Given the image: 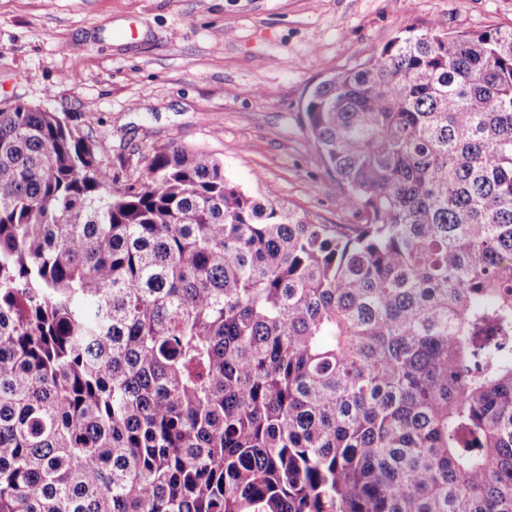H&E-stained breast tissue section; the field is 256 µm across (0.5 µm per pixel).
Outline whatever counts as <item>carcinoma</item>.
Here are the masks:
<instances>
[{"label":"carcinoma","instance_id":"cac0c4a2","mask_svg":"<svg viewBox=\"0 0 512 512\" xmlns=\"http://www.w3.org/2000/svg\"><path fill=\"white\" fill-rule=\"evenodd\" d=\"M355 224L0 107V512H512V30L311 92Z\"/></svg>","mask_w":512,"mask_h":512}]
</instances>
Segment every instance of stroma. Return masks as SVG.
Listing matches in <instances>:
<instances>
[{"label": "stroma", "mask_w": 512, "mask_h": 512, "mask_svg": "<svg viewBox=\"0 0 512 512\" xmlns=\"http://www.w3.org/2000/svg\"><path fill=\"white\" fill-rule=\"evenodd\" d=\"M512 29V0H0V100L56 112L112 167L202 149L228 179L350 224L303 128L312 89L407 31Z\"/></svg>", "instance_id": "1"}]
</instances>
